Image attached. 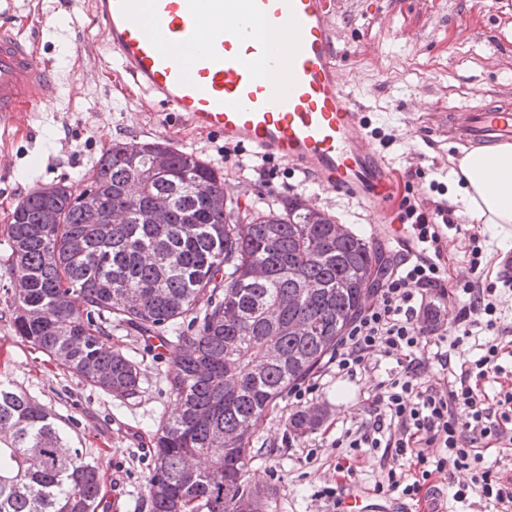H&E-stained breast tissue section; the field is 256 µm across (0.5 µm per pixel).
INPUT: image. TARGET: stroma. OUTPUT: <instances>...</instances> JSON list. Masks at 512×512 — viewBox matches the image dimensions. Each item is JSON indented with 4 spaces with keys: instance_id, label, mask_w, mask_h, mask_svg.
<instances>
[{
    "instance_id": "35a3bbf8",
    "label": "stroma",
    "mask_w": 512,
    "mask_h": 512,
    "mask_svg": "<svg viewBox=\"0 0 512 512\" xmlns=\"http://www.w3.org/2000/svg\"><path fill=\"white\" fill-rule=\"evenodd\" d=\"M333 40L341 50V77L360 96L367 134L387 164L393 190L390 222L399 220L405 192L426 208L448 202V171L460 145L448 131L449 113L482 102H512V0H327ZM0 28L27 38L48 62L61 85L58 102L33 112L18 129L0 132V384L30 394L65 423L86 461L96 465L102 492L96 512H151L147 479L154 467L153 442L159 421L175 404L166 375L173 347L146 346L141 337L116 326L109 346L120 349L141 371L140 391L117 399L91 386L15 335L7 304L18 276L7 263L5 224L16 204L35 187L63 182L82 190L96 160L118 140H160L200 155L224 176V190H247L261 205L297 196L335 215L389 254L392 238L374 229L375 214L340 192L319 187L300 167L253 151L225 154L223 137L200 133L140 87L117 64L105 44L91 0H0ZM271 175L259 180L253 165ZM462 232L443 246L452 279L469 275L470 233H478L488 265L485 277L500 276L495 228L462 219ZM395 363L380 358L354 378L325 376L312 407L324 420L297 437L287 418L298 409L285 395L263 417L251 445L247 482L270 493L269 512H333L326 487L373 489L386 469L381 450L354 451V473L341 478L337 428L371 426L367 399L387 380ZM421 501L394 493L404 512H484L485 503L452 499L447 476L430 478Z\"/></svg>"
}]
</instances>
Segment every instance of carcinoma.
<instances>
[{
    "instance_id": "obj_1",
    "label": "carcinoma",
    "mask_w": 512,
    "mask_h": 512,
    "mask_svg": "<svg viewBox=\"0 0 512 512\" xmlns=\"http://www.w3.org/2000/svg\"><path fill=\"white\" fill-rule=\"evenodd\" d=\"M336 226L294 197L229 199L209 162L158 140L116 141L84 190L40 186L11 212L8 258L25 284L13 330L91 385L138 393L139 366L105 346L112 324L148 339L196 328L167 374L177 411L155 433L152 512H267L245 479L253 436L336 349L378 270L369 241ZM321 421L288 419L300 436ZM100 491L56 415L0 384V512H95Z\"/></svg>"
}]
</instances>
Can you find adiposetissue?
Returning a JSON list of instances; mask_svg holds the SVG:
<instances>
[{
	"mask_svg": "<svg viewBox=\"0 0 512 512\" xmlns=\"http://www.w3.org/2000/svg\"><path fill=\"white\" fill-rule=\"evenodd\" d=\"M449 204L470 219L512 226V143L464 151L448 172Z\"/></svg>",
	"mask_w": 512,
	"mask_h": 512,
	"instance_id": "obj_1",
	"label": "adipose tissue"
}]
</instances>
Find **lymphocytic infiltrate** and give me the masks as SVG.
Returning <instances> with one entry per match:
<instances>
[{"mask_svg":"<svg viewBox=\"0 0 512 512\" xmlns=\"http://www.w3.org/2000/svg\"><path fill=\"white\" fill-rule=\"evenodd\" d=\"M400 210L411 243L383 267L376 302L361 310L326 362L337 375L353 377L368 370L380 355L394 360L398 370L371 397V431L342 430L336 443L354 450L379 448L395 462L410 459L418 469L419 478L411 481L403 471L389 469L376 482L377 493L399 490L413 500L433 475L464 472L470 480L457 485L455 501L476 495L493 512H512V476L498 470L477 448L483 441L504 440L512 431V391L502 392L491 406L479 388L480 381L502 372L498 313L503 299L512 297V277L498 283L484 280L483 249L478 234H471L470 276L455 288L468 298L456 315L462 333L453 338L428 336L418 324V313L426 289L443 286L448 276L442 240L454 221L448 209L438 206L429 211L408 196L402 198ZM477 333L488 337L482 355L452 366V351ZM431 347L448 370L437 386L422 382L416 363L418 355ZM431 448L438 449L437 457L428 456Z\"/></svg>","mask_w":512,"mask_h":512,"instance_id":"f902f5d3","label":"lymphocytic infiltrate"}]
</instances>
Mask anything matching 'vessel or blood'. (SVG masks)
<instances>
[{
  "label": "vessel or blood",
  "mask_w": 512,
  "mask_h": 512,
  "mask_svg": "<svg viewBox=\"0 0 512 512\" xmlns=\"http://www.w3.org/2000/svg\"><path fill=\"white\" fill-rule=\"evenodd\" d=\"M107 47L142 89L196 129L290 161L326 187L382 208L385 168L338 77L326 0H92ZM60 86L28 42L0 34V128L50 109ZM448 126L463 143L512 140V107L482 105ZM342 512H395L346 493Z\"/></svg>",
  "instance_id": "vessel-or-blood-1"
}]
</instances>
